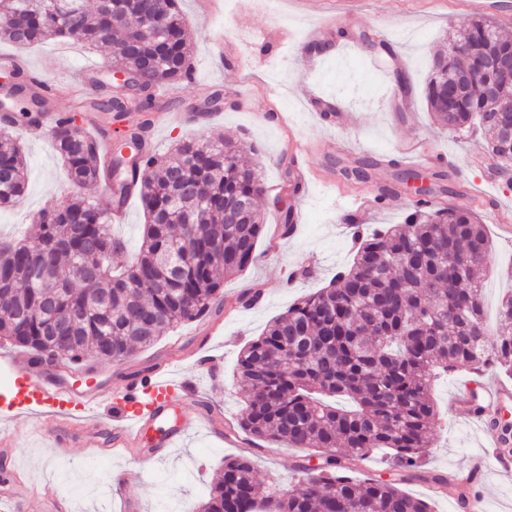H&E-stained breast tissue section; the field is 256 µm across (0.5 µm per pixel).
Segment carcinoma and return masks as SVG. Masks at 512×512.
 Listing matches in <instances>:
<instances>
[{
  "label": "carcinoma",
  "instance_id": "1",
  "mask_svg": "<svg viewBox=\"0 0 512 512\" xmlns=\"http://www.w3.org/2000/svg\"><path fill=\"white\" fill-rule=\"evenodd\" d=\"M81 0L77 13L58 10V0H0V41L31 46L79 35L110 49L111 66L160 69L157 83L179 90L192 82L190 38L181 0H164L144 24L138 14L152 0ZM512 38L488 17H474L462 38L448 39L433 58L425 100L442 126L482 128L501 165L512 168V139L493 116L512 115V69L487 70L457 90L453 79L502 52ZM155 83V84H157ZM146 84L139 110L154 97ZM104 112L115 122L125 100L105 94L82 99L58 121L52 138L74 186L104 178L96 142L76 124L79 112ZM0 208L20 201L27 189V159L6 130L0 137ZM136 165L149 172L128 179L124 190L140 201L146 224L137 256L112 234L103 215L108 203L68 196L40 212L34 243L0 241V340L47 364L60 357L121 364L154 345L161 333L213 317L224 309L227 276L256 259L264 230L255 206L263 186L231 141H180L164 160L139 151ZM416 201L404 223L367 235L351 266L272 320L239 353L236 379L244 407L233 425L256 439L312 448L319 465H295L301 488L266 486L246 456L224 460L201 512H430L426 501L401 489L411 481L456 492L453 480L423 468L438 412L431 381L440 372L483 371L495 366L512 377V293L500 302V324H484L481 282L489 239L475 211L431 199ZM244 201L249 211L226 223L225 208ZM48 264L34 282L29 270ZM70 337L51 339L54 325ZM376 449L389 454L392 478L355 479L357 461Z\"/></svg>",
  "mask_w": 512,
  "mask_h": 512
}]
</instances>
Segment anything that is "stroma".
Segmentation results:
<instances>
[{
	"mask_svg": "<svg viewBox=\"0 0 512 512\" xmlns=\"http://www.w3.org/2000/svg\"><path fill=\"white\" fill-rule=\"evenodd\" d=\"M220 14L205 15L197 0H182V10L192 34L193 82L181 88L176 102L161 99L158 112L167 116L156 132L155 153L169 156L186 138L208 140L231 138L247 148L265 191L257 205L268 234H275L281 213L294 212L295 231L280 240L276 249L259 245L257 260L246 272L225 278V295L250 293L263 284L265 294L252 307L225 308L217 317L221 331L212 335L205 320L189 322L163 332L152 347L124 363L97 364L96 369L116 387L125 376L178 360L180 369L197 383L198 399L185 411L193 414L206 403L230 418L240 413L243 401L234 376L240 350L257 338L270 321L289 305L329 284L336 272L353 261L354 228L343 223L346 198L356 195L370 202L364 226L373 229L403 223L414 199L398 191L399 171L406 156L437 153L450 160L449 180L443 188L455 190V204L476 211L491 242L485 267V283L492 292L485 297V318L495 326L497 305L512 290V186L504 180L485 182L487 172L497 169L483 134L450 131L438 124L424 102V86L434 52L448 35L462 32L467 20L450 0H343L336 16L337 27L365 32L370 43L395 44L397 52L385 68L373 66L369 45L342 43L331 58H314L304 42L307 32L321 18L322 0H222ZM30 66L52 83L69 81L82 68L107 67L108 52L73 38L66 45L47 42L23 49ZM405 71L410 90L405 102L393 96L395 71ZM335 98L347 114L343 123L301 111L311 96ZM306 139L312 169L340 172L359 162L373 161L372 176L365 183H344V195L308 183L300 194L282 188L284 170L291 163V138ZM28 159V184L23 199L0 210V235L19 236L39 212L57 204L72 192L64 165L51 139L17 134ZM345 142L349 154L328 150L329 140ZM392 188L384 206L374 200L380 189ZM304 268V278L284 280L285 268ZM223 354L224 376L211 381L192 364L199 344ZM461 370L440 377L433 397L439 424L430 438L426 456L428 470L450 474L468 469L490 435L471 421L452 400L457 384L469 379ZM9 431L14 447L0 455V480L14 470L29 472L36 481L58 482L59 464L82 476L81 491H66L72 512H164L175 502L181 512H197L211 484L223 473L225 458L241 454L256 464L259 480L286 488L299 481L295 463L305 456L302 448L249 443L241 450L224 446L209 428L188 435L173 448L154 449L152 440L126 454L99 456L82 447L78 434H71L67 456L51 447V422L16 418L0 423Z\"/></svg>",
	"mask_w": 512,
	"mask_h": 512,
	"instance_id": "1",
	"label": "stroma"
}]
</instances>
